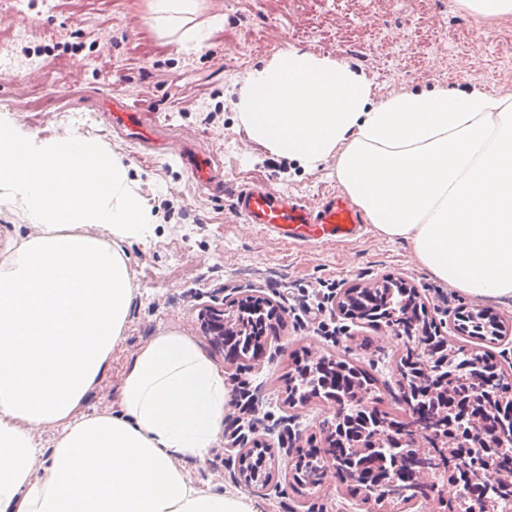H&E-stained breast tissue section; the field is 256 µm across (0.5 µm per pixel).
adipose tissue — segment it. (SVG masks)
<instances>
[{"label":"adipose tissue","instance_id":"1","mask_svg":"<svg viewBox=\"0 0 512 512\" xmlns=\"http://www.w3.org/2000/svg\"><path fill=\"white\" fill-rule=\"evenodd\" d=\"M203 9L145 0L143 23L197 52L224 27ZM235 108L252 141L304 170L335 159L375 233L410 244L436 279L512 299L511 94L377 100L343 59L291 47L248 73ZM2 205L28 232L0 240V512H256L186 472L215 447L231 395L192 337L160 329L127 364L115 409H86L138 291L121 244L155 229L123 158L0 117Z\"/></svg>","mask_w":512,"mask_h":512}]
</instances>
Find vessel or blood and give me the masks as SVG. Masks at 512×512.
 <instances>
[{
	"label": "vessel or blood",
	"instance_id": "obj_1",
	"mask_svg": "<svg viewBox=\"0 0 512 512\" xmlns=\"http://www.w3.org/2000/svg\"><path fill=\"white\" fill-rule=\"evenodd\" d=\"M111 125L135 144L159 147L161 131L154 119L128 105L123 97L112 100ZM180 159L197 184L210 190L222 187L223 178L213 158L205 151L183 146ZM236 207L251 224L262 225L266 232L290 243L337 242L358 236L362 212L343 196L326 198L318 210L288 199L287 195L257 184L236 194Z\"/></svg>",
	"mask_w": 512,
	"mask_h": 512
}]
</instances>
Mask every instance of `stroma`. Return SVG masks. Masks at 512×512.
Masks as SVG:
<instances>
[{"mask_svg": "<svg viewBox=\"0 0 512 512\" xmlns=\"http://www.w3.org/2000/svg\"><path fill=\"white\" fill-rule=\"evenodd\" d=\"M205 2L206 14L223 15L224 28L209 47L190 54L144 27L143 0H19L16 8L0 7V114L40 138L75 134L123 156L154 218L152 238L122 245L139 290L112 364L87 398L89 409L116 401L126 361L159 327L171 325L191 336L234 386H257L261 420L254 434L283 460L288 433L323 443L333 414L318 399L289 407L288 375L297 356L354 365L375 379L380 410L399 420L407 415L397 365L408 339L344 319L337 302L345 291L398 279L442 311L455 312L467 299L420 267L407 243L378 236L371 226L345 242L296 244L247 223L235 204L242 188L265 183L312 208L342 188L334 161L308 172L249 140L234 105L238 87L249 70L293 46L342 57L380 96L474 83L504 94L512 93V80H500L499 72L512 69V57L502 56L489 24L454 0H432L439 34L421 24L409 0H278L272 12L264 0ZM465 28L475 37L462 45L454 35ZM116 92L155 113L168 154L141 150L112 130L93 102ZM188 142L222 166L223 193L201 189L177 160ZM248 294L280 304L283 324L268 336L261 360L231 366L203 310ZM312 298L320 304L314 317L304 309ZM236 466V452L220 443L204 461L187 464L196 482L243 498L258 512L369 510L350 482L331 473L313 490L283 475L245 488L234 480Z\"/></svg>", "mask_w": 512, "mask_h": 512, "instance_id": "obj_1", "label": "stroma"}]
</instances>
